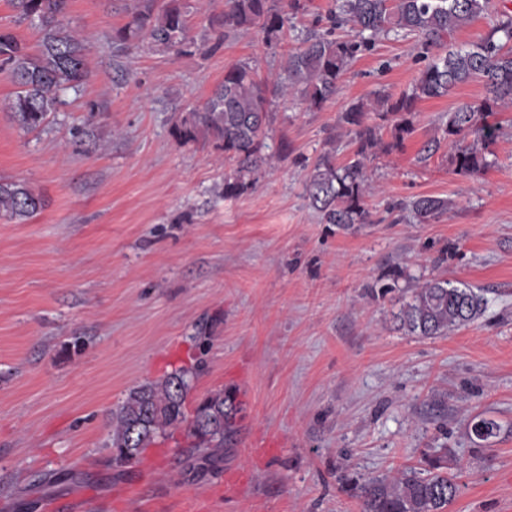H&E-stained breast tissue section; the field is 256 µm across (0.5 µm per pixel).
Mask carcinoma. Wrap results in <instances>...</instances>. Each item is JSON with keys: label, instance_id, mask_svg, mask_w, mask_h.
<instances>
[{"label": "carcinoma", "instance_id": "cac0c4a2", "mask_svg": "<svg viewBox=\"0 0 512 512\" xmlns=\"http://www.w3.org/2000/svg\"><path fill=\"white\" fill-rule=\"evenodd\" d=\"M69 0H10L21 21L40 34L35 50L28 49L14 33L0 30V68L10 71L17 91L5 109L26 130L41 127L58 110L59 93L77 89L88 74L87 46L65 24ZM302 8L301 0H228L224 14L210 20L214 32L213 51L224 44L226 30L259 28L271 34ZM489 0H336L327 15L328 31L309 34L302 46L290 52L284 67L286 77L274 83L282 96L298 95L309 110H319L339 88L342 76L358 56L391 34L418 39L420 56L431 58L411 89L398 98H378L382 116L395 118V142L382 145L380 127L364 122L367 105L358 101L340 117L349 126L356 145L354 159L338 165L332 152L322 154L307 179L311 206L325 224H365L369 174L365 161L377 147L388 151L413 132L409 115L423 99L438 98L461 84L483 82L481 103H462L442 117L448 138L449 163L460 175H476L490 166L486 150L498 136L500 126L487 117L512 103V14L503 13L480 41L454 46L447 43L456 30L486 13ZM356 29L350 39L338 40L332 32L344 26ZM186 12L182 0H167L156 9V0H136L131 20L114 36L122 45L147 40L155 47H193L187 39ZM247 64L224 73L203 108L191 113L189 126L180 137L188 142L203 130L222 141L224 154L236 161L235 182L225 191L234 194L246 186L245 176L265 161L262 139L270 124L266 91ZM43 208V200L22 182H0V214L23 221ZM448 202L421 197L413 204L422 222L436 219ZM487 299L479 289L458 287L436 280L417 289L402 310L401 322L410 332L426 337L445 336L474 322L484 311ZM194 372L179 369L158 382L130 390L112 413L111 448L114 463L124 467L136 462L142 452L173 429H184L190 439L185 455L201 457L211 466L223 459L224 442L235 433L233 397L222 390L204 397L193 415L187 416L185 401ZM499 425L478 418L471 433L487 441ZM424 471L405 469L392 483L381 479L354 488L363 500L364 512H446L459 493L455 478L448 475V449L423 457Z\"/></svg>", "mask_w": 512, "mask_h": 512}]
</instances>
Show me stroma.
Listing matches in <instances>:
<instances>
[{
    "label": "stroma",
    "mask_w": 512,
    "mask_h": 512,
    "mask_svg": "<svg viewBox=\"0 0 512 512\" xmlns=\"http://www.w3.org/2000/svg\"><path fill=\"white\" fill-rule=\"evenodd\" d=\"M281 33L228 31L204 54L225 0H186L196 50L148 42L120 50L122 0H70L88 38L89 75L48 125L26 131L0 111V179L44 200L19 222L0 215V502L8 512L88 490L112 512H362L350 483L392 480L431 448L448 451L458 497L447 512H512V106L489 167L454 172L441 117L479 104L481 81L419 101L393 146L377 96L408 90L426 62L415 38L360 56L318 111L271 95L269 163L243 192L220 142L179 132L225 71L280 74L334 0H302ZM368 103L389 152L377 154L366 224L322 223L306 194L320 155L354 146L340 116ZM448 200L421 223L407 206ZM446 279L481 288L466 327L424 337L402 327L415 288ZM200 365L187 409L234 391L238 432L220 468L187 460L182 430L145 464L117 468L112 412L129 391ZM495 420L486 442L474 417Z\"/></svg>",
    "instance_id": "stroma-1"
}]
</instances>
